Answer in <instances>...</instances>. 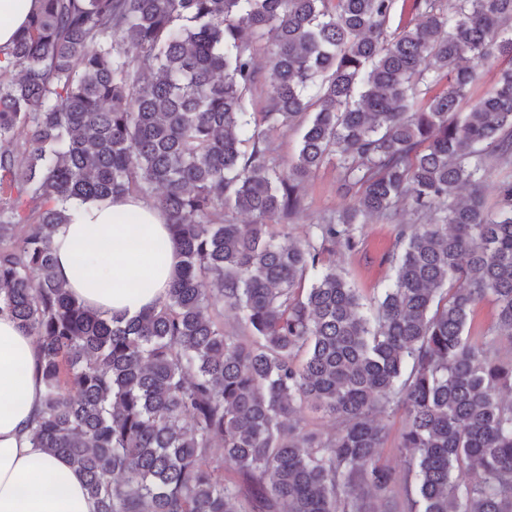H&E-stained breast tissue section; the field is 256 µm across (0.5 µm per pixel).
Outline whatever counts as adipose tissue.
<instances>
[{
    "instance_id": "ef3b65f1",
    "label": "adipose tissue",
    "mask_w": 512,
    "mask_h": 512,
    "mask_svg": "<svg viewBox=\"0 0 512 512\" xmlns=\"http://www.w3.org/2000/svg\"><path fill=\"white\" fill-rule=\"evenodd\" d=\"M53 239L58 279L106 318L129 320L164 300L178 262L165 213L125 196L73 205ZM40 357L16 321L0 317V512H97L80 472L35 447Z\"/></svg>"
}]
</instances>
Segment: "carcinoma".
<instances>
[{
  "mask_svg": "<svg viewBox=\"0 0 512 512\" xmlns=\"http://www.w3.org/2000/svg\"><path fill=\"white\" fill-rule=\"evenodd\" d=\"M34 2L0 45V314L39 351L35 447L97 512H512V181L483 197L512 165V64L461 110L512 61V0H403L395 27L398 0ZM298 126L278 161L270 134ZM333 160L353 205L291 240ZM123 196L164 211L181 257L125 322L51 249L70 204ZM375 217L397 251L369 316L325 254ZM398 412L403 476L380 462ZM497 319V310L495 304L490 299H485L478 303L473 312L470 332L477 335Z\"/></svg>",
  "mask_w": 512,
  "mask_h": 512,
  "instance_id": "obj_1",
  "label": "carcinoma"
}]
</instances>
